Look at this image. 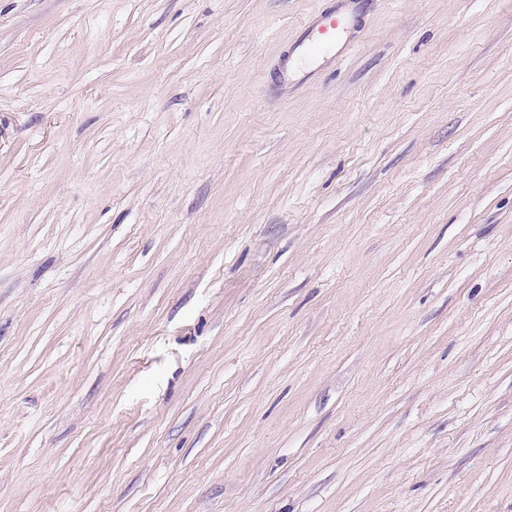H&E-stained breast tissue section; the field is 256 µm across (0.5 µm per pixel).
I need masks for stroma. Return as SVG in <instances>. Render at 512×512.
<instances>
[{
  "mask_svg": "<svg viewBox=\"0 0 512 512\" xmlns=\"http://www.w3.org/2000/svg\"><path fill=\"white\" fill-rule=\"evenodd\" d=\"M0 0V512H512V0ZM354 21L352 10H336V3H331L309 19L304 34L294 44V51L302 57L327 58L337 63L354 48L350 32Z\"/></svg>",
  "mask_w": 512,
  "mask_h": 512,
  "instance_id": "1",
  "label": "stroma"
}]
</instances>
